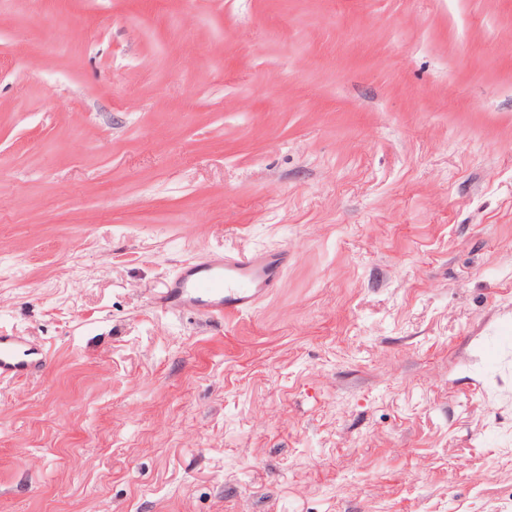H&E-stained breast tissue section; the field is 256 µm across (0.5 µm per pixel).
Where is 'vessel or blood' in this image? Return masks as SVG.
<instances>
[{
  "label": "vessel or blood",
  "instance_id": "obj_1",
  "mask_svg": "<svg viewBox=\"0 0 512 512\" xmlns=\"http://www.w3.org/2000/svg\"><path fill=\"white\" fill-rule=\"evenodd\" d=\"M288 260L285 251H263L240 259H198L177 272L158 302L168 312L186 310L206 317L240 316L278 284ZM495 363L512 369V326L498 331ZM45 354L37 345L15 333L0 331V381H22L42 369Z\"/></svg>",
  "mask_w": 512,
  "mask_h": 512
}]
</instances>
